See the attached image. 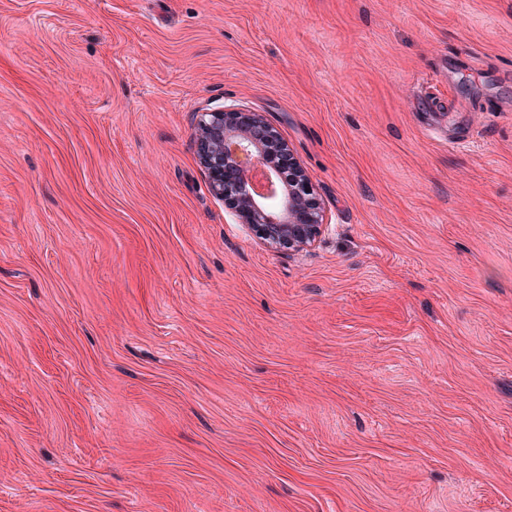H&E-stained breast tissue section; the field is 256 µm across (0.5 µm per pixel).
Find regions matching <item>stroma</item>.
Returning <instances> with one entry per match:
<instances>
[{
	"label": "stroma",
	"instance_id": "obj_1",
	"mask_svg": "<svg viewBox=\"0 0 512 512\" xmlns=\"http://www.w3.org/2000/svg\"><path fill=\"white\" fill-rule=\"evenodd\" d=\"M0 512H512V0H0ZM198 114L197 154L208 173L212 194L224 200L242 224L253 228L256 238L266 247L288 253L312 247L321 235L324 214L310 178L275 127L261 113L240 108ZM229 139L237 140L236 153L228 150ZM237 150L252 154L258 166L278 178V168L287 173L285 164L279 156L269 157L275 153L288 155V187L278 197L258 190L241 166Z\"/></svg>",
	"mask_w": 512,
	"mask_h": 512
}]
</instances>
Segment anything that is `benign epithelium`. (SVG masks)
<instances>
[{"mask_svg": "<svg viewBox=\"0 0 512 512\" xmlns=\"http://www.w3.org/2000/svg\"><path fill=\"white\" fill-rule=\"evenodd\" d=\"M230 139L237 140L236 149L252 154L257 165L277 177L281 172L268 159L278 152L288 155V187L277 197L258 190L241 166L238 154L228 150L226 142ZM197 154L208 173L212 194L224 200L241 223L253 228L260 243L293 253L304 251L317 241L324 214L311 180L261 113L240 108L199 113Z\"/></svg>", "mask_w": 512, "mask_h": 512, "instance_id": "1", "label": "benign epithelium"}]
</instances>
